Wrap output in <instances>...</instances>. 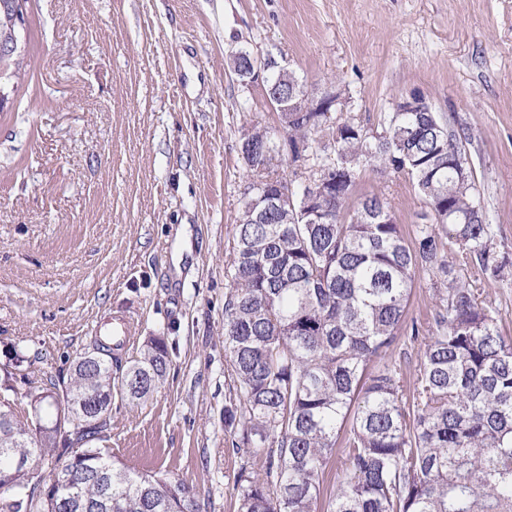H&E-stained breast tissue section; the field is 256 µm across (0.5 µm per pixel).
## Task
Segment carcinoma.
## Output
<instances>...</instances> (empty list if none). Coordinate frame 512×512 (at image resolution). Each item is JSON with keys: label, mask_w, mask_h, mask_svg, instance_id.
<instances>
[{"label": "carcinoma", "mask_w": 512, "mask_h": 512, "mask_svg": "<svg viewBox=\"0 0 512 512\" xmlns=\"http://www.w3.org/2000/svg\"><path fill=\"white\" fill-rule=\"evenodd\" d=\"M271 104L283 95L267 71ZM383 136L345 118L288 125L291 163L307 165L312 135L325 133L336 159L312 171L297 195L319 192L336 170L331 223L268 217L247 197L230 240L224 353L233 382L224 406L231 447L260 448L263 473L237 472L238 512H512V340L478 303L461 272L502 280L512 261L493 232L468 167L461 136L434 112H392ZM240 149L251 181L278 178L270 132L248 129ZM408 177L431 223L407 237L379 195L350 205L361 170ZM439 276L434 326L415 324L421 352L412 388L387 371L365 379L367 364L394 349L416 272ZM168 346L150 336L121 378L112 346L96 338L73 363L70 380L23 369L15 354L0 386V512H112L199 509L175 477L136 473L112 460V389L138 406L166 379ZM38 384L27 396L49 401L80 429L57 438L54 420L28 423L13 379ZM341 445L346 467L321 503L325 469Z\"/></svg>", "instance_id": "cac0c4a2"}]
</instances>
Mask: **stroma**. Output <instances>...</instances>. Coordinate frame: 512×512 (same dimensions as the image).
I'll return each mask as SVG.
<instances>
[{
  "label": "stroma",
  "mask_w": 512,
  "mask_h": 512,
  "mask_svg": "<svg viewBox=\"0 0 512 512\" xmlns=\"http://www.w3.org/2000/svg\"><path fill=\"white\" fill-rule=\"evenodd\" d=\"M29 78L0 112V368L67 374L99 324L167 336L164 383L138 407L112 395V454L183 479L200 512H236L235 475L263 472L224 429L229 240L249 183L245 127L274 135V168L305 179L244 49L308 91L339 93L376 129L417 93L466 157L499 249L512 253V0H29ZM404 230L425 206L397 174H360ZM512 339V275L472 280Z\"/></svg>",
  "instance_id": "1"
}]
</instances>
